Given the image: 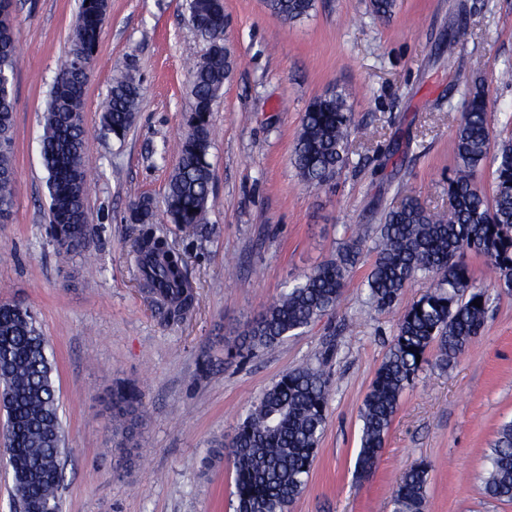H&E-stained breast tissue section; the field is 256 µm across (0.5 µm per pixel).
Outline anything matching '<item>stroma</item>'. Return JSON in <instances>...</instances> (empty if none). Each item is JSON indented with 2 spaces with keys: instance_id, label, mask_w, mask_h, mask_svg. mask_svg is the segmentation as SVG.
Instances as JSON below:
<instances>
[{
  "instance_id": "1",
  "label": "stroma",
  "mask_w": 512,
  "mask_h": 512,
  "mask_svg": "<svg viewBox=\"0 0 512 512\" xmlns=\"http://www.w3.org/2000/svg\"><path fill=\"white\" fill-rule=\"evenodd\" d=\"M81 0H15L16 195L0 224V302L30 307L48 341L64 431L62 512H232L230 461L201 473L205 448L231 438L263 392L288 370L326 361L327 421L304 489L290 512H391L410 468L428 470L426 512H512L483 491L487 454L512 420V290L483 258L464 251L474 282L489 289L485 327L452 366L424 364L403 392L380 459L355 469L360 408L397 334L405 307L429 288L410 284L398 307L367 300L374 230L403 196L448 206L456 132L466 87L489 93L490 127L512 120V0H398L391 17L370 0H316L284 22L265 0H224V39L234 61L211 114L214 135L208 232L170 223L161 205L187 130L190 67L206 41L187 21L185 0H110L85 94L90 131L87 199L93 229L83 250L60 257L49 235L43 114L57 63L70 47ZM468 36L449 47L448 34ZM134 63L143 92L124 140L102 135L117 69ZM348 101L349 164L308 192L291 160L309 102L333 88ZM152 197L153 227L185 262L195 309L162 323L141 290L131 253V203ZM367 227L360 263L335 311L250 358L225 345L283 290L334 258ZM137 385L146 405L140 446L124 477L112 474L116 440L96 396Z\"/></svg>"
}]
</instances>
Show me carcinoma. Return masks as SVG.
Segmentation results:
<instances>
[{
  "label": "carcinoma",
  "instance_id": "1",
  "mask_svg": "<svg viewBox=\"0 0 512 512\" xmlns=\"http://www.w3.org/2000/svg\"><path fill=\"white\" fill-rule=\"evenodd\" d=\"M283 21L309 15L315 0H266ZM108 0H81L71 46L49 91L43 116L41 159L47 172L49 228L53 240H68L67 252L84 247L92 227L86 200L89 173L84 157V112L89 70L101 39ZM188 23L208 43L191 70L192 110L178 144L164 212L172 224L196 234L207 231L212 173L210 114L221 98L232 62L224 47V0H189ZM14 31L0 29V213H11L14 177ZM142 95V81L128 66L112 79L101 131L117 140L131 128ZM348 93L326 92L303 115L292 154L300 181L308 188L328 182L349 162L351 115ZM492 159L494 190L487 197L476 181L479 168ZM446 212L425 207L408 195L384 211L376 227L375 259L366 278L369 302L378 310L399 304L403 291L418 279L429 290L408 306L388 353L375 372L360 415L363 422L357 472L375 468L385 435L404 390L437 347L436 360L452 365L485 325L491 294L475 284L460 260L466 249L482 256L512 290V138L493 141L488 97L483 85L463 93L456 133V170L448 179ZM151 198H138L126 221L145 224L135 239L139 278L158 303L162 320L177 324L194 310L195 297L183 274L182 256L148 228ZM364 237L341 243L337 258L306 273L246 325L232 349L252 355L297 334L336 308L346 280L360 261ZM478 305H473V302ZM421 359H416V356ZM324 363L284 373L238 424L230 442L206 449L203 464L229 457L234 469V512H289L314 464L327 420L329 375ZM53 363L35 315L20 303H0V403L10 435L7 463L14 486L23 493L26 512H59L61 460L65 453ZM113 430L120 436V472L132 461L137 433L146 413L143 394L120 384L107 395ZM483 478L490 498L512 501V421L504 424L488 457ZM428 470L411 468L393 492L392 512H426Z\"/></svg>",
  "mask_w": 512,
  "mask_h": 512
}]
</instances>
